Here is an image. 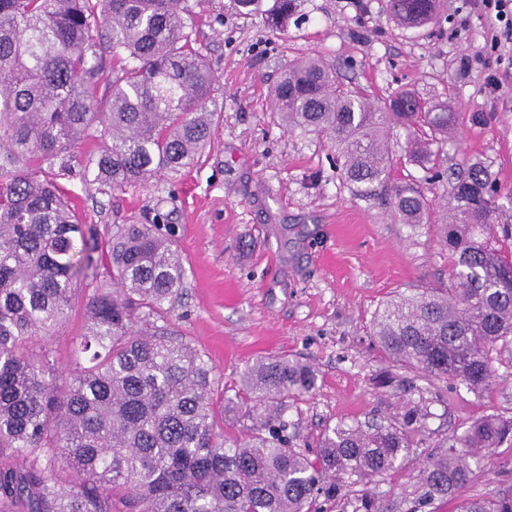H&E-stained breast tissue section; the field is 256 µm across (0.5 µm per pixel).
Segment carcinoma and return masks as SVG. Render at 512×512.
<instances>
[{
    "mask_svg": "<svg viewBox=\"0 0 512 512\" xmlns=\"http://www.w3.org/2000/svg\"><path fill=\"white\" fill-rule=\"evenodd\" d=\"M229 7L249 16L262 0ZM297 7L272 0L268 19L280 26ZM389 8L419 27L437 0ZM192 33L184 0H0V512H324L319 497L334 499L342 485L359 488L362 512H378L372 485L403 468L426 429L417 407L338 421L310 458L284 413L286 399L316 389L311 362L260 357L228 396L173 330L186 269L166 215L116 224L99 257L86 252L85 225L54 180L83 145L104 142L84 172L109 195L193 167L211 141L215 77ZM272 97L286 128L330 136L346 182L389 193L403 223L425 222L433 199L422 188L388 187L389 131L405 130L406 158L434 186L456 122L448 106L406 91L370 104L315 57L285 65ZM500 196L480 162L454 177L441 227L448 286L407 289L374 313L389 367L476 396L490 387L492 352L512 341V224L495 223ZM100 262L111 281L98 280ZM88 287L78 355L59 368L49 344ZM241 409L256 425L224 437L219 418ZM508 439L512 419L496 414L448 438L423 460L411 512L452 497ZM456 512H512V494Z\"/></svg>",
    "mask_w": 512,
    "mask_h": 512,
    "instance_id": "1",
    "label": "carcinoma"
}]
</instances>
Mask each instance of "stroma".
Segmentation results:
<instances>
[{"instance_id":"35a3bbf8","label":"stroma","mask_w":512,"mask_h":512,"mask_svg":"<svg viewBox=\"0 0 512 512\" xmlns=\"http://www.w3.org/2000/svg\"><path fill=\"white\" fill-rule=\"evenodd\" d=\"M227 2L203 0L194 9L196 46L216 77L209 106L220 114L198 163L108 196L74 168L57 182L77 215L100 234L146 209L178 224L186 279L175 326L207 355L227 393L263 356L317 366L316 391L290 399L285 413L298 444H315L328 423L379 420L417 405L429 414L416 446L425 456L477 418H512V342L494 352L496 379L480 397L410 374L379 386L385 364L369 335L376 308L399 291L448 284L438 229L448 195L436 189L429 223H402L383 194L356 195L341 179L329 136L287 130L272 101L284 64L317 57L369 102L402 89L447 102L457 115L443 146L448 167L480 160L512 191V66L498 61L485 18L472 0H439L437 22L405 28L387 0H301L279 32L261 16L228 11ZM492 77L501 85L495 93ZM476 112L483 122L472 121ZM417 478L410 463L379 479L380 512H409ZM509 490L506 442L454 500L425 512H454L458 501Z\"/></svg>"}]
</instances>
